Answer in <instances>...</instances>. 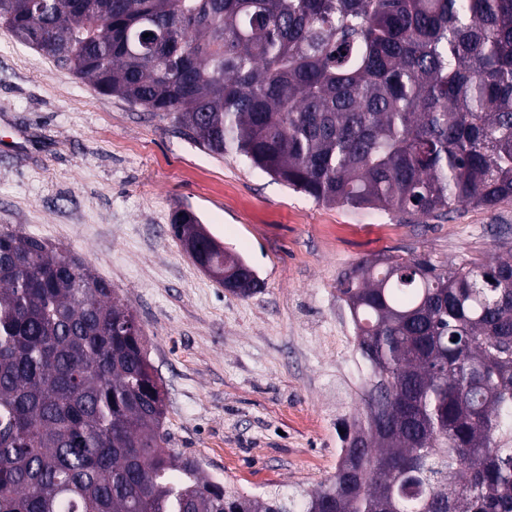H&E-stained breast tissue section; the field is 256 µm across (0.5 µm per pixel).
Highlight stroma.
<instances>
[{
    "label": "stroma",
    "instance_id": "1",
    "mask_svg": "<svg viewBox=\"0 0 512 512\" xmlns=\"http://www.w3.org/2000/svg\"><path fill=\"white\" fill-rule=\"evenodd\" d=\"M180 209L256 270L261 292L238 297L195 263L170 231ZM0 227L112 284L142 327L171 447L210 480L262 493L334 475L340 424L360 405L337 279L380 255L492 259L512 243V202L423 223L317 203L0 25Z\"/></svg>",
    "mask_w": 512,
    "mask_h": 512
}]
</instances>
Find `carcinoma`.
Here are the masks:
<instances>
[{
	"label": "carcinoma",
	"mask_w": 512,
	"mask_h": 512,
	"mask_svg": "<svg viewBox=\"0 0 512 512\" xmlns=\"http://www.w3.org/2000/svg\"><path fill=\"white\" fill-rule=\"evenodd\" d=\"M0 24L318 203L424 221L512 201V0H0ZM337 291L366 373L336 475L244 494L165 447L112 284L1 228L0 512H512V247L384 256Z\"/></svg>",
	"instance_id": "carcinoma-1"
}]
</instances>
